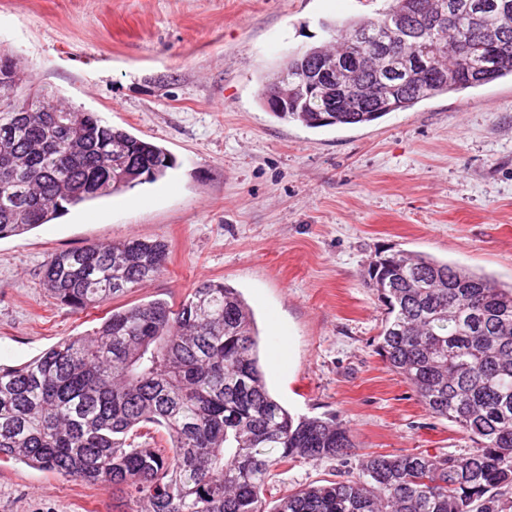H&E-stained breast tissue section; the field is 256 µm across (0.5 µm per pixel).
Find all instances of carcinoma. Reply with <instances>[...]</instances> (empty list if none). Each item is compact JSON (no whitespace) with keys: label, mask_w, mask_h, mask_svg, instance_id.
<instances>
[{"label":"carcinoma","mask_w":512,"mask_h":512,"mask_svg":"<svg viewBox=\"0 0 512 512\" xmlns=\"http://www.w3.org/2000/svg\"><path fill=\"white\" fill-rule=\"evenodd\" d=\"M430 24L429 0H387L373 18L327 24L312 55L349 57L359 27L375 42L402 37L424 70L383 52L354 59L363 96L322 102L300 92L278 109L272 80L292 86L302 59L288 55L260 90L282 120L307 128L367 124L435 96L512 77V0L500 14ZM398 16L408 31L394 27ZM16 70L0 97V239L53 220L68 207L154 182L174 167L163 147L75 112L56 89L29 81L0 51V74ZM328 108L333 120L318 121ZM143 167L127 178L118 150ZM169 254L159 240L127 239L54 253L41 281L60 304L83 312L159 275ZM367 285L386 308L378 351L412 387L426 412L476 444L462 456L366 453L358 473L309 486L265 507L274 471L300 460L336 459L354 447L332 420L295 416L268 391L250 307L222 282H199L177 304L154 300L114 308L91 333L73 336L20 364L0 363V461L90 485L132 489L143 512H471L512 484V284L431 256L379 254ZM145 430L146 441H128Z\"/></svg>","instance_id":"cac0c4a2"}]
</instances>
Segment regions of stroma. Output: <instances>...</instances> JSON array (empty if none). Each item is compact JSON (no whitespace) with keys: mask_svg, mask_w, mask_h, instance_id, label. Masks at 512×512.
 <instances>
[{"mask_svg":"<svg viewBox=\"0 0 512 512\" xmlns=\"http://www.w3.org/2000/svg\"><path fill=\"white\" fill-rule=\"evenodd\" d=\"M383 0H0V50L35 83L176 160L153 183L70 208L0 240V362L89 333L115 307L180 302L199 281L237 289L260 331L270 392L296 415L350 429L348 456L280 470L267 506L356 473L362 454L461 455L376 348L386 313L365 272L407 250L512 282V80L423 101L369 124L308 129L258 91L322 24ZM158 239L155 279L74 312L41 286L46 258ZM107 485L0 462V512H136Z\"/></svg>","mask_w":512,"mask_h":512,"instance_id":"stroma-1","label":"stroma"}]
</instances>
